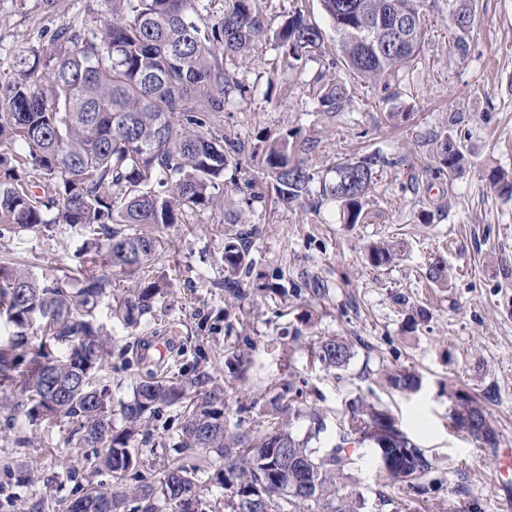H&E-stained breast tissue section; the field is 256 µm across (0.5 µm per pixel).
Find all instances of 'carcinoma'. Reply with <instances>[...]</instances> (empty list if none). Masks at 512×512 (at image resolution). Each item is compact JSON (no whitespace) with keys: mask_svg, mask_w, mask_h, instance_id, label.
Instances as JSON below:
<instances>
[{"mask_svg":"<svg viewBox=\"0 0 512 512\" xmlns=\"http://www.w3.org/2000/svg\"><path fill=\"white\" fill-rule=\"evenodd\" d=\"M109 16L94 28L64 25L51 46L33 47L19 58L12 77L0 81V228L35 236L63 224L87 236L81 265L107 271L76 281H40L28 269L0 261V394H18L17 405L32 420H71L73 433L97 449L87 465L103 467L116 480L141 465L130 443L141 421L159 405L184 408L180 447L223 461V484L230 491L224 512H361L363 494L348 473L352 448L378 439L391 465L378 474L384 487L422 488L433 463L408 438L390 411L373 403L351 406L347 426L330 448L311 446L289 429L268 426L252 434L228 431L226 390L214 374L201 370L187 379L149 374L136 383L124 405L126 425L112 426L110 393L98 373L107 353L106 333L96 322L102 299L112 294V277L137 273L157 260L161 249L152 229L187 224L207 209L233 212V197L258 198L249 180L224 186V170L239 161L243 144L217 124L220 114L244 99L243 88L226 69V58L244 56L271 38L288 60L304 68L322 54L324 32L299 8L268 36L259 0H225L223 15L211 16L207 0H103ZM427 0H320L336 33L334 76L319 73L309 83L318 110L335 117L348 111L345 76L390 88L409 81L422 61ZM456 29L455 48L467 52L473 8L468 0H448ZM321 140L285 135L254 148L252 161L267 171L278 202L305 205L317 194L338 204L343 223L357 224L375 181L380 153L338 161L331 176L315 179L309 159ZM438 170L458 174L465 156L454 140L437 144ZM500 195L512 198V172L490 177ZM143 225L148 231L128 232ZM391 244L371 247L374 267L400 257ZM254 261L243 235L224 243V288L236 300L256 292L281 293L279 279L256 286L243 282ZM427 277L447 282L442 259ZM167 284L143 278L118 297L112 314L127 326L151 312ZM41 322L36 344L28 331ZM59 346L67 355L55 356ZM326 370L348 366L352 345L341 338L311 345ZM391 388L414 393L421 379L402 370L387 376ZM451 427L495 447L497 434L486 410L461 389L448 393ZM204 464L176 465L157 482L134 493L136 512H157L163 498L178 512H203L199 505ZM127 494L105 492L89 483L73 502L79 512H119Z\"/></svg>","mask_w":512,"mask_h":512,"instance_id":"carcinoma-1","label":"carcinoma"}]
</instances>
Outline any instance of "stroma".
Here are the masks:
<instances>
[{
    "label": "stroma",
    "mask_w": 512,
    "mask_h": 512,
    "mask_svg": "<svg viewBox=\"0 0 512 512\" xmlns=\"http://www.w3.org/2000/svg\"><path fill=\"white\" fill-rule=\"evenodd\" d=\"M475 21L467 55L453 47L454 25L445 5L425 15L424 60L413 82L401 89L409 118L390 122L388 90L354 81L349 112L331 118L318 112L307 83L322 67L308 62L289 74L273 49L228 62L245 90V103L223 112L220 124L253 147L286 131L301 129L322 144L312 164L327 173L336 161L381 151L376 181L360 223L345 224L334 202L287 207L271 197L241 206V221L227 224L219 210H207L189 224L159 231L161 258L148 276H165L168 295L139 325L124 327L110 316L104 299L97 318L109 334L110 355L103 378L111 389L112 424L123 428L122 406L133 398L147 372L186 376L206 368L218 382L237 373L236 354L251 359L245 386L230 393L224 411L231 430L254 432L273 418L305 436L309 410L319 411L323 446L334 444L342 411L357 398L381 403L435 466L428 489L403 494L379 507L377 465L358 450L349 466L352 482L366 499L364 512H504L512 499V200L491 186L492 171H512V0H471ZM86 0H0V76L11 73L29 48L48 45L65 23L94 26ZM268 31L301 8L325 31L335 33L319 0H260ZM453 138L468 159L463 174L435 170L438 142ZM432 220L423 223L422 212ZM250 235L255 273H281L293 294L258 295L238 302L224 290L225 234ZM399 242L403 257L386 267L371 266L369 245ZM85 237L76 229L41 236L27 232L0 237V258L28 267L38 278L81 277ZM448 266V285L430 283L426 271L436 258ZM314 302L313 323L298 316ZM423 307L428 318L410 329L406 318ZM303 331L295 340V331ZM337 336L351 343L353 356L338 372L311 361L305 342ZM166 354H159L158 343ZM409 368L422 376L417 394L403 396L384 381L385 373ZM477 396L491 413L496 447L478 445L448 425L450 388ZM181 410L160 406L143 419L142 465L126 478L156 481L173 462L185 460L177 446ZM92 447L71 436L66 422H29L0 399V512H28L48 499L49 512H67L77 498L76 482L111 489V474L84 470ZM24 465L31 479L16 483ZM79 469L78 481L66 478Z\"/></svg>",
    "instance_id": "stroma-1"
}]
</instances>
